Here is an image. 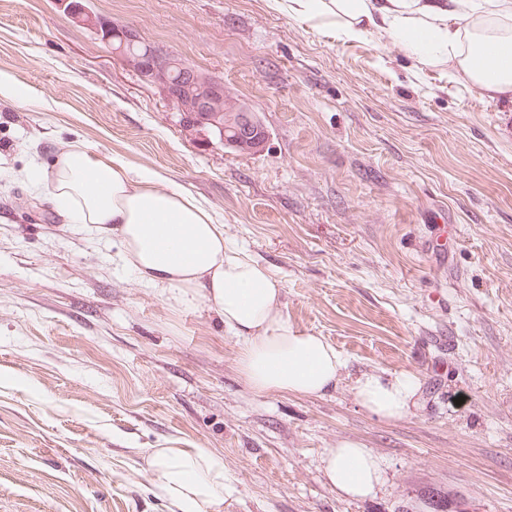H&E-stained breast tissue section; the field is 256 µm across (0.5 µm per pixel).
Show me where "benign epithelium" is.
<instances>
[{
    "mask_svg": "<svg viewBox=\"0 0 512 512\" xmlns=\"http://www.w3.org/2000/svg\"><path fill=\"white\" fill-rule=\"evenodd\" d=\"M58 2L67 19L90 28L145 84L160 89L165 100L179 113L183 128L205 130L228 149L248 146L257 153L264 151L269 141L265 125L257 112L233 96L224 80L186 63L163 46L150 44L146 51H139L144 38L136 28L112 24L89 11L82 0ZM227 106L237 113L232 118L235 124L233 137L226 134L224 124L207 117V113L223 112Z\"/></svg>",
    "mask_w": 512,
    "mask_h": 512,
    "instance_id": "7a95c632",
    "label": "benign epithelium"
}]
</instances>
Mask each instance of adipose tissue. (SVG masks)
Instances as JSON below:
<instances>
[{"label": "adipose tissue", "mask_w": 512, "mask_h": 512, "mask_svg": "<svg viewBox=\"0 0 512 512\" xmlns=\"http://www.w3.org/2000/svg\"><path fill=\"white\" fill-rule=\"evenodd\" d=\"M293 17L358 40L376 32L425 67L445 65L492 100L512 99V0H288ZM150 170L132 173L120 156L81 145L61 150L37 182L70 223L119 236L123 260L146 287L177 305L206 304L239 342L237 365L258 393L323 396L348 363L324 337L296 329L282 312V286L268 266L229 249L224 227L198 198L160 189ZM361 407L400 419L419 381L365 372L354 381ZM146 464L172 512H224L236 495L224 458L210 448H150ZM323 471L337 493L361 499L384 480L381 460L356 440L327 449Z\"/></svg>", "instance_id": "1"}]
</instances>
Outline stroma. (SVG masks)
Here are the masks:
<instances>
[{
	"mask_svg": "<svg viewBox=\"0 0 512 512\" xmlns=\"http://www.w3.org/2000/svg\"><path fill=\"white\" fill-rule=\"evenodd\" d=\"M223 79L267 149L186 132L58 0H0V512H170L148 448H211L226 512H512V102L373 33L349 40L271 0H89ZM206 202L224 242L270 266L283 313L348 361L331 394H258L238 343L74 229L27 172L71 141ZM419 379L382 420L359 373ZM353 439L385 480L339 496L322 458Z\"/></svg>",
	"mask_w": 512,
	"mask_h": 512,
	"instance_id": "stroma-1",
	"label": "stroma"
}]
</instances>
